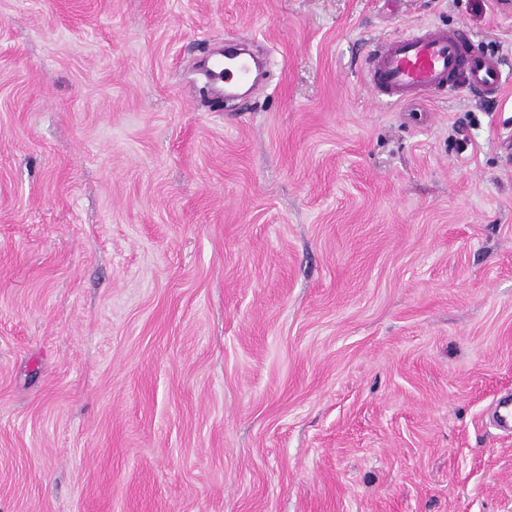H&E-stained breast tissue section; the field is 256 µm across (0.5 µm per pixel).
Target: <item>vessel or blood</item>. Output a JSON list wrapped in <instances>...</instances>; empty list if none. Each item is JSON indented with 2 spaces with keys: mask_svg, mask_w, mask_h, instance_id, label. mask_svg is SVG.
Listing matches in <instances>:
<instances>
[{
  "mask_svg": "<svg viewBox=\"0 0 512 512\" xmlns=\"http://www.w3.org/2000/svg\"><path fill=\"white\" fill-rule=\"evenodd\" d=\"M232 64L215 59L212 79L225 84L247 82L251 70L232 47ZM503 72L499 56L477 47L463 29L428 27L378 44L369 54L365 80L377 97L414 103L464 84L485 97L499 93Z\"/></svg>",
  "mask_w": 512,
  "mask_h": 512,
  "instance_id": "vessel-or-blood-1",
  "label": "vessel or blood"
}]
</instances>
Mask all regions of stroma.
<instances>
[{
  "label": "stroma",
  "mask_w": 512,
  "mask_h": 512,
  "mask_svg": "<svg viewBox=\"0 0 512 512\" xmlns=\"http://www.w3.org/2000/svg\"><path fill=\"white\" fill-rule=\"evenodd\" d=\"M510 136L499 0H0V512H512ZM501 65L466 30L428 27L378 44L367 58L365 80L378 98L404 103L430 100L460 85L491 97L502 86ZM242 49L235 48V47H228L224 51V55H232L235 56L231 60H235L231 63L230 68L224 69V61L222 58L223 53H218V56L214 61V69H209V74L212 77L213 80L217 79H223L225 85L228 84H240L245 83L249 80L251 70L249 67V64L240 57ZM216 55V56H217Z\"/></svg>",
  "instance_id": "1"
}]
</instances>
